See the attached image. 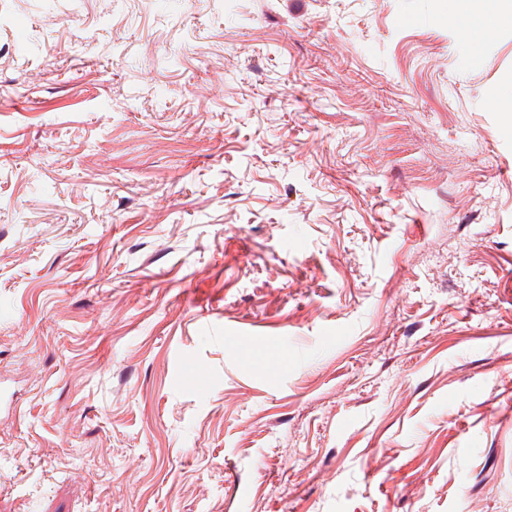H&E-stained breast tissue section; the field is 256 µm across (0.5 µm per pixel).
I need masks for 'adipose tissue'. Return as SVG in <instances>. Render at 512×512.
Returning <instances> with one entry per match:
<instances>
[{"mask_svg": "<svg viewBox=\"0 0 512 512\" xmlns=\"http://www.w3.org/2000/svg\"><path fill=\"white\" fill-rule=\"evenodd\" d=\"M448 19L474 53L497 27L512 25V0H448Z\"/></svg>", "mask_w": 512, "mask_h": 512, "instance_id": "obj_1", "label": "adipose tissue"}]
</instances>
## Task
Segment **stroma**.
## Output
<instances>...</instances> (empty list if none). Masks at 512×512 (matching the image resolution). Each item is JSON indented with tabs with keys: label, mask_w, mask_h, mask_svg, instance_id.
Masks as SVG:
<instances>
[{
	"label": "stroma",
	"mask_w": 512,
	"mask_h": 512,
	"mask_svg": "<svg viewBox=\"0 0 512 512\" xmlns=\"http://www.w3.org/2000/svg\"><path fill=\"white\" fill-rule=\"evenodd\" d=\"M447 14L0 0V512H512V27Z\"/></svg>",
	"instance_id": "35a3bbf8"
}]
</instances>
